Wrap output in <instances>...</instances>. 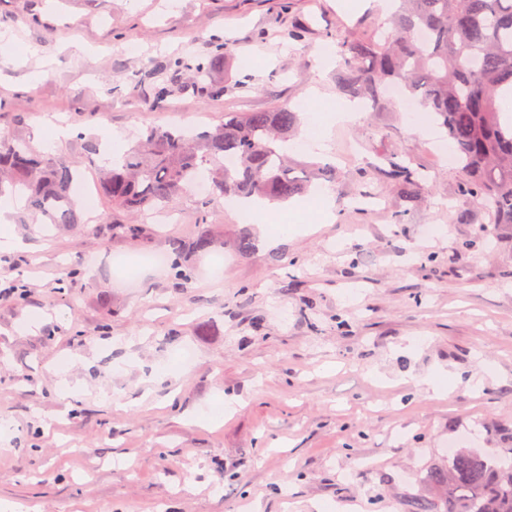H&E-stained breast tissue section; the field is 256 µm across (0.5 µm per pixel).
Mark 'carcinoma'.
<instances>
[{
    "instance_id": "obj_1",
    "label": "carcinoma",
    "mask_w": 512,
    "mask_h": 512,
    "mask_svg": "<svg viewBox=\"0 0 512 512\" xmlns=\"http://www.w3.org/2000/svg\"><path fill=\"white\" fill-rule=\"evenodd\" d=\"M379 31L385 36H350L339 44L336 91L385 104L388 87L398 84L417 98L455 145L462 171L460 192L478 202L491 223L512 225V124L501 117V90L512 85V0H399ZM206 59L165 63L170 76L152 89L162 104L185 75L203 100L224 95L215 79L224 62V38L213 35ZM300 113L289 107L226 112L224 122L190 134L148 127L121 160L101 169L100 190L117 210L169 206L189 195L199 174L211 194L222 198L258 196L271 203L303 196L313 180L338 178L331 164L304 165L284 146L294 141ZM236 166L227 168L226 160ZM372 176L396 186L411 207L423 200L422 168L414 160L391 161ZM74 163L36 152L0 135V192L4 184L27 196L29 209L47 224H83L85 212L72 198ZM106 234L137 241L142 227L108 224ZM217 238L200 220L191 243L167 241L168 264L183 283L192 279L188 250L203 252ZM402 512H512V448L509 455L483 457L458 450L448 465L427 471L420 490L404 499Z\"/></svg>"
}]
</instances>
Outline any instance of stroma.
<instances>
[{
    "instance_id": "1",
    "label": "stroma",
    "mask_w": 512,
    "mask_h": 512,
    "mask_svg": "<svg viewBox=\"0 0 512 512\" xmlns=\"http://www.w3.org/2000/svg\"><path fill=\"white\" fill-rule=\"evenodd\" d=\"M340 2L0 0L15 54L0 66V133L74 161L93 184L87 136L120 131L129 147L149 126L305 102L309 138L312 115L346 101L323 51L384 19ZM299 27L303 41L288 39ZM214 34L229 44L223 96L176 89L149 104L160 62L208 57ZM55 117L71 137L47 131ZM442 137L392 103L333 123L315 153L341 171L332 217L312 219L302 197L261 227L215 200L204 220L224 260L192 255L183 285L164 266L122 280L110 258L192 240L193 198L148 217L101 197L97 221L50 229L14 215L9 230L28 247L0 254V276L27 295H0V512H401L449 449L504 455L512 228L460 195L457 165L434 149ZM408 157L427 200L396 224V188L356 172ZM106 219L152 232L106 240ZM75 267L81 277L60 288ZM432 375L441 392L423 388ZM227 396L233 412L200 422Z\"/></svg>"
}]
</instances>
